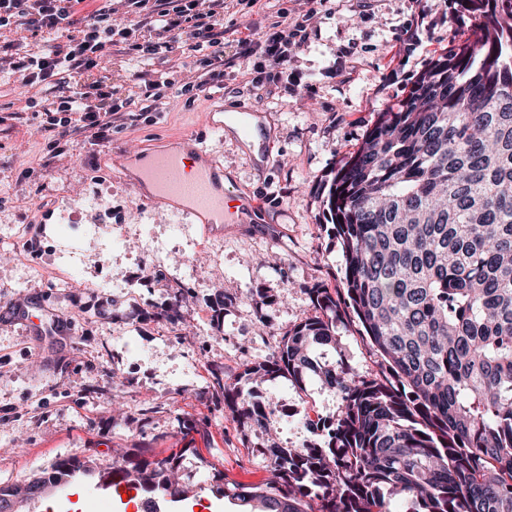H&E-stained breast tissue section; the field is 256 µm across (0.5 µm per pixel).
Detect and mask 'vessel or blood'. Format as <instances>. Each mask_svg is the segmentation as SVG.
<instances>
[{
	"instance_id": "vessel-or-blood-1",
	"label": "vessel or blood",
	"mask_w": 512,
	"mask_h": 512,
	"mask_svg": "<svg viewBox=\"0 0 512 512\" xmlns=\"http://www.w3.org/2000/svg\"><path fill=\"white\" fill-rule=\"evenodd\" d=\"M185 151L154 149L143 156L141 178L154 190L159 203L180 199L186 211L203 216L205 223L220 224L225 219L224 171L208 160L206 147L188 138Z\"/></svg>"
}]
</instances>
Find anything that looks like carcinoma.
I'll return each instance as SVG.
<instances>
[{"mask_svg": "<svg viewBox=\"0 0 512 512\" xmlns=\"http://www.w3.org/2000/svg\"><path fill=\"white\" fill-rule=\"evenodd\" d=\"M475 38L438 58L382 112L323 203L345 288L307 289L311 314L271 355L224 384L235 417L265 427L257 379L317 380L333 419L304 416L320 445L269 448L275 480L226 486L261 512H512V0H468ZM379 352L383 375L326 361L338 299ZM177 457L138 460L128 481L176 495ZM80 462L58 463L52 482ZM47 487L0 488V512Z\"/></svg>", "mask_w": 512, "mask_h": 512, "instance_id": "cac0c4a2", "label": "carcinoma"}]
</instances>
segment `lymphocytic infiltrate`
<instances>
[{
    "mask_svg": "<svg viewBox=\"0 0 512 512\" xmlns=\"http://www.w3.org/2000/svg\"><path fill=\"white\" fill-rule=\"evenodd\" d=\"M82 0H0V30L22 27L55 37L47 51L34 55L0 56V69H9L21 88L47 92L44 102L29 98V106H42L44 131L62 136H86L102 143L111 140L117 122L131 111H160L169 89L196 100L224 88V72L235 61L224 57V0H124L128 14L138 15L147 35L132 41V28L116 22L112 0H99L97 8L80 11ZM306 26L289 21L280 12L262 38L241 40L238 57L254 56L284 74L294 55L305 45ZM126 45L138 69V90L117 98L103 72L107 48ZM190 49L182 83H175L167 68L170 56ZM88 75L84 84L76 75Z\"/></svg>",
    "mask_w": 512,
    "mask_h": 512,
    "instance_id": "obj_1",
    "label": "lymphocytic infiltrate"
}]
</instances>
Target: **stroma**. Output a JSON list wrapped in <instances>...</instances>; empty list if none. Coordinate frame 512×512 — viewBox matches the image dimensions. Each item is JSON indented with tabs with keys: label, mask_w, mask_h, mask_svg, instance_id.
Segmentation results:
<instances>
[{
	"label": "stroma",
	"mask_w": 512,
	"mask_h": 512,
	"mask_svg": "<svg viewBox=\"0 0 512 512\" xmlns=\"http://www.w3.org/2000/svg\"><path fill=\"white\" fill-rule=\"evenodd\" d=\"M460 0H227L224 54L260 38L285 10L309 38L284 84L255 87L230 68L226 89L194 102L173 97L107 143L78 138L37 170L46 151L43 113L0 72V487L48 476L64 459L91 474L28 501L22 512H98L115 464L177 455L176 480L208 512L224 486L272 477L268 446L313 441L304 415L331 417L336 394L285 377L260 389L265 428L240 424L224 383L270 354L309 310L307 291L341 287L344 261L322 203L335 171L380 113L395 108L441 54L474 37ZM244 106L273 134L261 158L210 130L220 111ZM201 139L236 197H259L251 224H202L153 204L114 176L132 150ZM21 248H14L16 238ZM184 299L178 313L174 291ZM270 328L260 331L259 318ZM45 326L32 330L33 320ZM336 357L378 372L379 356L348 313L336 316Z\"/></svg>",
	"instance_id": "35a3bbf8"
}]
</instances>
